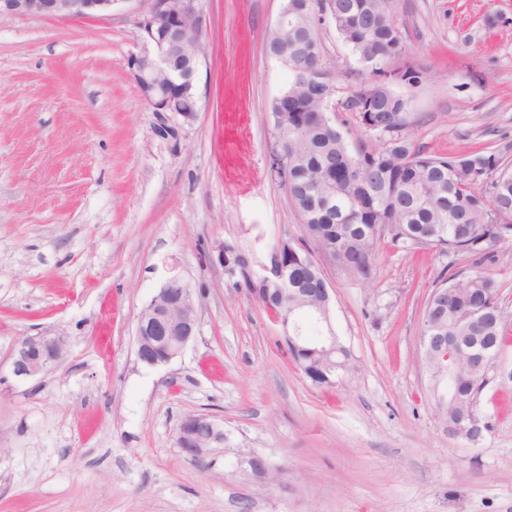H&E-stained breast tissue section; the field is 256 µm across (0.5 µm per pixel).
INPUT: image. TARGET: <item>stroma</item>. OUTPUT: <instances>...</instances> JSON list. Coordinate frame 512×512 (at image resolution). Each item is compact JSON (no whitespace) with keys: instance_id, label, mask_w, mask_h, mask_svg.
Returning a JSON list of instances; mask_svg holds the SVG:
<instances>
[{"instance_id":"1","label":"stroma","mask_w":512,"mask_h":512,"mask_svg":"<svg viewBox=\"0 0 512 512\" xmlns=\"http://www.w3.org/2000/svg\"><path fill=\"white\" fill-rule=\"evenodd\" d=\"M284 0H203L199 112L160 133L130 77V0L97 19L0 20V512H512V322L477 411L475 442L448 438L421 361L426 302L476 257L384 241L371 281L327 259L347 369L319 384L217 260L223 242L264 260L303 224L273 171L272 105L288 73L267 40ZM393 72L407 129L432 154L489 148L512 164V0H401ZM349 145L383 136L339 104L362 67L318 27ZM198 294V331L170 363L136 356L138 317L171 275ZM64 336L62 359L13 375L23 336ZM224 426L203 461L182 420ZM261 459L269 474L251 467ZM205 429L207 436L203 440L192 437L193 430ZM177 441L184 453L196 461L202 460L209 448L224 444V426L216 423L207 415H194L185 418L179 426Z\"/></svg>"}]
</instances>
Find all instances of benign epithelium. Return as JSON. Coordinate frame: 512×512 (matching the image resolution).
I'll return each mask as SVG.
<instances>
[{
    "label": "benign epithelium",
    "mask_w": 512,
    "mask_h": 512,
    "mask_svg": "<svg viewBox=\"0 0 512 512\" xmlns=\"http://www.w3.org/2000/svg\"><path fill=\"white\" fill-rule=\"evenodd\" d=\"M119 0H0V19L15 16L60 17L71 19L99 18L112 12ZM202 0H151L147 13L137 21L140 45L133 54L130 68L143 99L157 113L160 124L169 126V99L180 90L195 88V77L202 60L182 58L181 48L187 40H201L206 18ZM316 63L308 72L309 84L328 93L333 88L326 80L321 65V49L312 47ZM262 267L274 278L283 279L287 258L280 251L268 253ZM275 322L282 328L284 339L294 347L314 345L328 348L330 336L314 339L301 332L300 318L280 316ZM198 327L197 295L179 276L170 277L142 310L136 326L135 343L138 360L148 366L171 362L195 338ZM66 341L60 335L39 333L17 340L11 352L12 369L17 377L31 378L45 372L63 356ZM423 355L435 353L440 362L425 366L428 384L434 389V403L448 400V387L440 374L448 373L456 355L440 336H420ZM486 429L483 420L472 414L460 426L461 437L475 442ZM177 441L184 453L196 461L207 451L224 443V427L207 415L185 418L179 426Z\"/></svg>",
    "instance_id": "obj_1"
}]
</instances>
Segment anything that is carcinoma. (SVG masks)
Instances as JSON below:
<instances>
[{
	"mask_svg": "<svg viewBox=\"0 0 512 512\" xmlns=\"http://www.w3.org/2000/svg\"><path fill=\"white\" fill-rule=\"evenodd\" d=\"M293 29L288 42L296 50L288 62V97L305 111L288 108L272 112L273 126L282 143V165L277 177L303 220L306 237L317 250L331 257L344 274L370 280L377 250L384 238L393 242L424 240L441 253L478 255L490 263L499 257L488 247L512 234V173L508 164L487 148L458 156H436L401 134L406 126L401 103L379 94L373 111L363 112L355 102L358 91L376 83L381 71L370 70L342 103L362 126H380L389 135L379 148L354 149L326 119L322 96L301 81L315 64L308 47L319 42L317 25L331 22L342 38L352 40L359 58L396 55L402 50V32L394 25L399 0H288ZM288 288L303 290V297H283L273 280L251 277L254 258L235 245L224 244V273L249 292L272 316L298 306H315L328 282L313 258H292ZM434 314L423 317L430 333L474 336L497 350L507 316L497 299L488 273L449 276L440 284ZM303 372L326 383L324 372L346 370L348 354L341 344L331 354L289 350ZM485 385L480 371L459 361L448 379V406L435 410L448 436L458 435L461 417Z\"/></svg>",
	"mask_w": 512,
	"mask_h": 512,
	"instance_id": "cac0c4a2",
	"label": "carcinoma"
}]
</instances>
